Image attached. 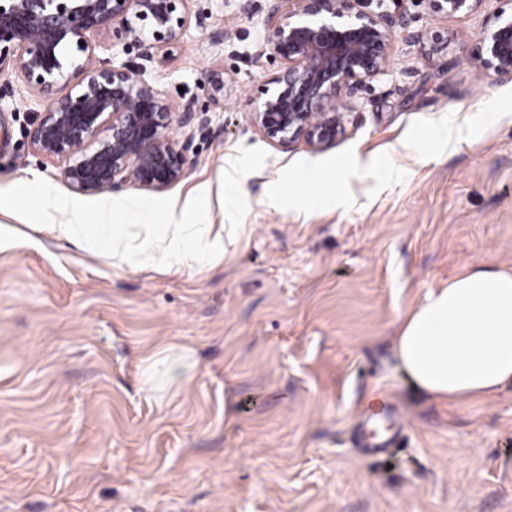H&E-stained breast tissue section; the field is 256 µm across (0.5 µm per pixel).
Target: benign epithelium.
<instances>
[{"instance_id":"benign-epithelium-1","label":"benign epithelium","mask_w":512,"mask_h":512,"mask_svg":"<svg viewBox=\"0 0 512 512\" xmlns=\"http://www.w3.org/2000/svg\"><path fill=\"white\" fill-rule=\"evenodd\" d=\"M190 0H0V70L9 67L38 93L66 88L49 100L28 130L32 149L66 163L64 176L82 194L118 192L135 183L162 191L186 174L195 132L210 118L187 105L172 111L148 83L145 65L96 57L90 35L112 36L150 49L177 42L191 22ZM484 0H431L446 16L477 13ZM369 0H273L266 45L281 62L278 89L265 94L250 122L274 145L304 143L320 151L343 130V106L385 71L401 37L430 51L448 41L439 31L414 30L402 16L374 15ZM487 18L473 63L512 79V16ZM188 129L169 135L172 123Z\"/></svg>"}]
</instances>
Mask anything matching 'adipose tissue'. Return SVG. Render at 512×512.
Listing matches in <instances>:
<instances>
[{
	"label": "adipose tissue",
	"mask_w": 512,
	"mask_h": 512,
	"mask_svg": "<svg viewBox=\"0 0 512 512\" xmlns=\"http://www.w3.org/2000/svg\"><path fill=\"white\" fill-rule=\"evenodd\" d=\"M198 187L184 202L167 203L163 224L117 229L111 212L94 224L48 225L86 252L108 246L119 261L194 267L223 262L237 242L236 228L188 222L208 202ZM399 366L419 393L461 403L495 396L512 385V273L476 269L429 291L399 319L395 336Z\"/></svg>",
	"instance_id": "adipose-tissue-1"
}]
</instances>
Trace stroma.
I'll return each instance as SVG.
<instances>
[{"label": "stroma", "instance_id": "35a3bbf8", "mask_svg": "<svg viewBox=\"0 0 512 512\" xmlns=\"http://www.w3.org/2000/svg\"><path fill=\"white\" fill-rule=\"evenodd\" d=\"M271 4L191 0L202 25L147 64L174 111L211 118L185 176L160 192H75L27 138L47 96L0 70V512H512V386L433 401L394 351L398 319L430 289L512 272V80L470 60L500 0L470 16L370 0L448 43L396 40L319 152L282 149L250 122L281 69ZM451 122L470 132L455 151L431 140ZM356 155L374 169L340 179ZM228 157L244 181L225 179ZM201 185L211 207L196 221L240 227L217 266L120 263L39 230L70 219L43 206L48 192L90 224L130 201L161 224L166 202ZM272 190L317 203L273 209ZM164 358L176 374L156 367ZM379 411L402 438L372 455L353 436Z\"/></svg>", "mask_w": 512, "mask_h": 512}]
</instances>
